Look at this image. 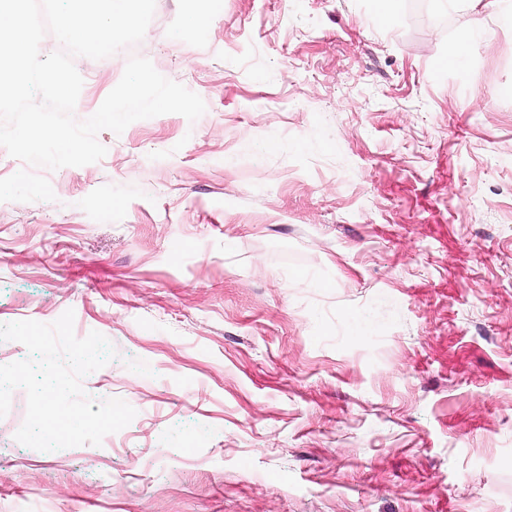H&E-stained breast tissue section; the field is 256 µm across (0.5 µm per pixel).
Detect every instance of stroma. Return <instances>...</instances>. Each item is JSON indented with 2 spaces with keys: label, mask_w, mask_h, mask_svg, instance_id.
I'll return each instance as SVG.
<instances>
[{
  "label": "stroma",
  "mask_w": 512,
  "mask_h": 512,
  "mask_svg": "<svg viewBox=\"0 0 512 512\" xmlns=\"http://www.w3.org/2000/svg\"><path fill=\"white\" fill-rule=\"evenodd\" d=\"M446 0H155L74 64L79 119L148 58L206 105L98 162L0 147V324L98 332L132 422L41 452L0 512H512V13L448 67Z\"/></svg>",
  "instance_id": "obj_1"
}]
</instances>
